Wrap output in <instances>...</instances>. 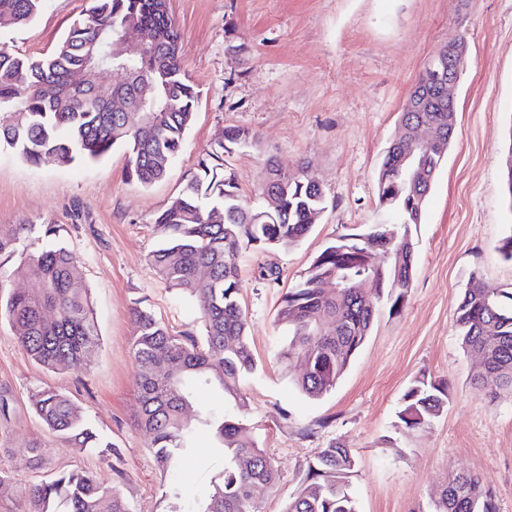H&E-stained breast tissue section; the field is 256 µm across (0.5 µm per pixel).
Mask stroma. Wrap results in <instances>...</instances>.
<instances>
[{
  "mask_svg": "<svg viewBox=\"0 0 512 512\" xmlns=\"http://www.w3.org/2000/svg\"><path fill=\"white\" fill-rule=\"evenodd\" d=\"M184 45L182 67L200 90L194 121L164 179L144 187L126 171L122 148L98 162L36 166L0 148V224L58 225L57 239L28 237L26 250L61 242L80 258L98 323L87 367L35 363L0 319V512H25L23 492L64 471L92 472L132 512H168L169 489L197 506L220 481L224 457L206 432L176 474L162 472L136 428L139 397L130 309L142 302L174 335L202 336L192 298L170 290L145 262L160 239L151 224L223 132L237 125L258 141L229 160L240 194L252 199L268 160L319 178L325 210L287 249L239 252V299L249 319L255 369L241 387L246 420L278 473L258 491L262 512H284L309 465L331 443L351 448L358 512H428L432 493L458 472L476 475L498 512H512V394L484 397L471 378L455 310L470 273L512 287V262L496 245L512 230L502 158L512 146V0H167ZM90 0H46L24 26H0V45L18 56L50 54ZM464 35L467 64L455 92L456 127L422 221L411 228L415 276L399 312L381 301L370 336L336 388L306 398L292 383L299 366L275 358L285 292L338 236L381 223L376 176L400 130L403 104L429 59ZM273 265L278 283L259 276ZM447 384L448 404L431 425L409 429L398 413L413 380ZM69 395L115 452L68 447L33 413L28 393ZM38 442L44 463L21 451Z\"/></svg>",
  "mask_w": 512,
  "mask_h": 512,
  "instance_id": "obj_1",
  "label": "stroma"
}]
</instances>
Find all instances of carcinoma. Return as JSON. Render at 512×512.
Returning a JSON list of instances; mask_svg holds the SVG:
<instances>
[{
  "label": "carcinoma",
  "instance_id": "cac0c4a2",
  "mask_svg": "<svg viewBox=\"0 0 512 512\" xmlns=\"http://www.w3.org/2000/svg\"><path fill=\"white\" fill-rule=\"evenodd\" d=\"M45 0H0V22L26 25ZM85 17L47 56L20 58L0 48V111L11 123L0 124V147L15 151L35 165H67L96 160L115 147L126 151L128 174L149 186L167 173L194 120L198 91L182 71L183 43L168 13L166 0H92ZM137 25L152 51L145 57L120 58L114 64L140 73L141 84L124 88L145 98L150 133H141L137 119L112 112L102 99L75 88L72 76L92 59L110 55L112 41L124 28ZM409 127L425 123L442 129L444 149L448 112H403ZM255 139L250 131L227 126L184 179L178 196L153 219L161 245L148 253L147 265L168 288L197 303L202 339L175 336L140 302L132 308V354L137 365L140 399L137 426L150 438L157 465L177 469L193 452V427L186 406L199 392L217 387L229 407L195 410L198 427L209 430L224 454L222 480L212 486L197 512H260L253 497L256 486L272 489L276 470L245 420L248 402L240 389L243 376L255 368L248 343V319L239 298V272L232 257L242 250L289 248L312 229L325 209L317 178L300 166L295 171L275 160L267 163L255 197L274 195L278 209L270 212L245 202L238 193L227 158ZM399 147L389 146L377 175L380 204L393 216L392 224L408 227L421 222L424 202H414L403 187ZM57 235L54 224L0 225V317L36 363L53 370L87 364L96 342V324L79 257L57 243L38 253L19 250L23 239ZM386 247L383 266L371 271L355 263L350 249ZM402 237L391 224H372L363 233L341 235L313 260L306 275L282 298L278 322L286 335L276 358L285 367L300 360L306 369L294 377L309 398L320 399L336 388L354 356L370 335L381 297L399 309L412 288L414 262L397 266ZM18 258L5 272L2 258ZM206 271L207 276L200 275ZM375 275L383 281L377 291L359 288ZM339 278L344 296L324 288ZM31 282L37 290L15 288ZM461 348L481 359L473 375L479 392L491 396L512 392V288L490 292L472 277L455 311ZM166 358L161 370L157 356ZM29 400L44 425L62 441L80 450L112 454V443L91 427L79 406L62 392L33 388ZM448 403L444 386L424 376L403 395L399 420L409 428L425 426L443 413ZM352 451L339 443L322 449L309 466L307 481L284 512H358L350 492L355 473ZM26 512H130L121 494L91 473L73 470L33 486L26 494ZM429 512H497L492 492L479 477L456 476L432 502Z\"/></svg>",
  "mask_w": 512,
  "mask_h": 512
}]
</instances>
